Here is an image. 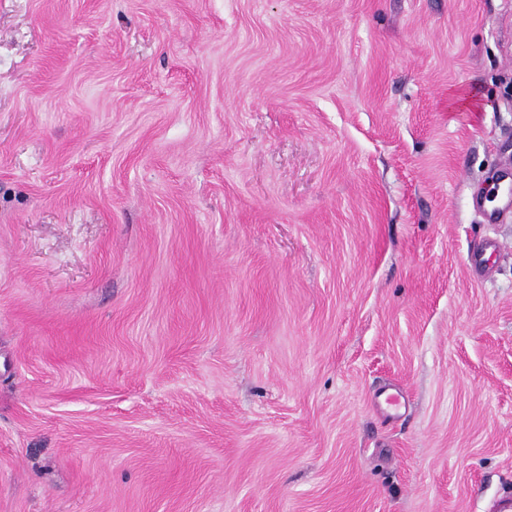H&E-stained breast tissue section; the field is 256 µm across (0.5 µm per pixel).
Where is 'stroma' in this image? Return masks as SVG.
Instances as JSON below:
<instances>
[{
    "instance_id": "35a3bbf8",
    "label": "stroma",
    "mask_w": 512,
    "mask_h": 512,
    "mask_svg": "<svg viewBox=\"0 0 512 512\" xmlns=\"http://www.w3.org/2000/svg\"><path fill=\"white\" fill-rule=\"evenodd\" d=\"M507 156L512 0H0V512H492Z\"/></svg>"
}]
</instances>
